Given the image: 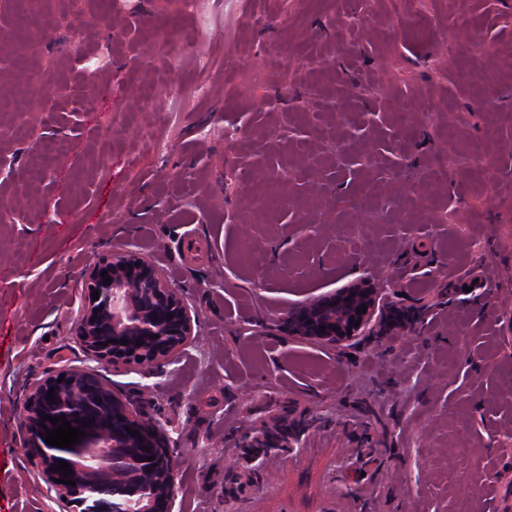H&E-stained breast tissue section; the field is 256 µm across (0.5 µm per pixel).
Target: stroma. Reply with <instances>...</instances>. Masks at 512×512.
I'll return each mask as SVG.
<instances>
[{
  "mask_svg": "<svg viewBox=\"0 0 512 512\" xmlns=\"http://www.w3.org/2000/svg\"><path fill=\"white\" fill-rule=\"evenodd\" d=\"M40 11L29 29L0 0V512L62 510L20 405L87 366L81 275L124 247L196 313L175 363L104 373L174 441L173 512H512V0ZM35 72L53 92L31 101ZM362 280L385 300L369 333L289 337V308ZM300 416L254 476L239 435Z\"/></svg>",
  "mask_w": 512,
  "mask_h": 512,
  "instance_id": "1",
  "label": "stroma"
}]
</instances>
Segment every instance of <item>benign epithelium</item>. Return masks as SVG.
<instances>
[{"mask_svg": "<svg viewBox=\"0 0 512 512\" xmlns=\"http://www.w3.org/2000/svg\"><path fill=\"white\" fill-rule=\"evenodd\" d=\"M111 283L104 284L102 271ZM82 313L75 336L94 365L64 368L30 383L22 405L24 448L40 460L49 492L66 501L70 512H123L137 502L139 512H172L174 455L163 427L118 395L100 368H153L173 363L194 337L196 315L180 289L152 258L134 250H114L89 265L83 274ZM99 299L92 300L94 291ZM367 311L359 314L361 306ZM380 307L378 292L359 282L299 304L286 316L288 335L334 347L365 333ZM325 327V333L319 328ZM128 340L123 345L120 340ZM143 344L136 345L137 341ZM55 388L49 401V388ZM65 417L85 431L73 448L44 441L54 429L42 415ZM131 428L141 437L131 435ZM154 460H149V457ZM68 462L75 485L58 482ZM110 487L111 505L99 503V490Z\"/></svg>", "mask_w": 512, "mask_h": 512, "instance_id": "7a95c632", "label": "benign epithelium"}]
</instances>
